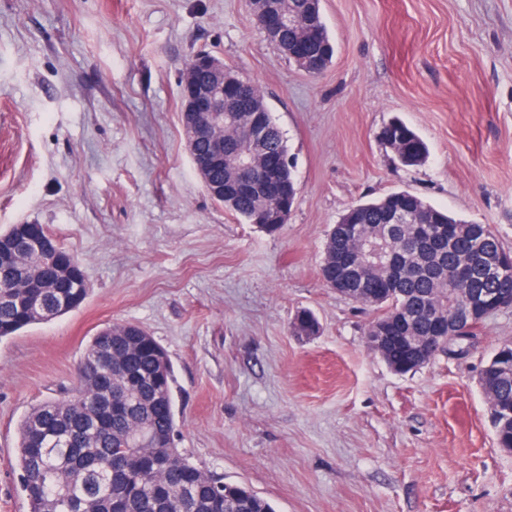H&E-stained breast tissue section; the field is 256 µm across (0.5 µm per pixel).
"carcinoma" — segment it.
<instances>
[{"label":"carcinoma","instance_id":"obj_1","mask_svg":"<svg viewBox=\"0 0 512 512\" xmlns=\"http://www.w3.org/2000/svg\"><path fill=\"white\" fill-rule=\"evenodd\" d=\"M321 39L315 69L323 71L334 53L323 50L331 44L323 19H317ZM246 92L255 112L224 123L219 132L233 140L254 114L265 119L266 145L287 148V140L265 105L259 89ZM382 138L402 149L403 166H414L428 153L423 140L402 120L394 119L382 130ZM416 201L421 214L436 230L446 228L448 241L421 238L412 224L400 225L390 248L402 255L405 272L387 287L382 272L370 262L357 271L360 302L379 311L377 319L399 314L414 322L421 336L429 335L438 321L453 320L461 336L454 344L463 347L479 329L465 315L470 296L512 299V276L499 278L475 274L456 278L457 271L476 251L507 262L512 251L494 234L480 240L475 225L448 216L423 199L407 192L356 205L340 223L352 220L363 226L366 236L384 223L383 210L405 208ZM271 201L256 192L237 198L228 211L245 223ZM27 230L13 224L0 232V338H6L38 323H46L78 308L87 298L85 275L67 268H82L70 261L64 247L60 253L23 262ZM336 230L325 243L320 271L340 276L333 265ZM162 347L143 328L131 323H113L100 329L76 366L75 390L66 398L49 399L27 412L18 425L16 462L29 512H275L272 502L237 485L233 497L216 494V478L184 457L174 445L176 431L173 369L171 363L156 364ZM481 386L493 395L490 405L512 408V379L502 381L489 368Z\"/></svg>","mask_w":512,"mask_h":512}]
</instances>
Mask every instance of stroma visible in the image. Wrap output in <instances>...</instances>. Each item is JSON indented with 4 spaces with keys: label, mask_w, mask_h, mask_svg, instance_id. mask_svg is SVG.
I'll return each mask as SVG.
<instances>
[{
    "label": "stroma",
    "mask_w": 512,
    "mask_h": 512,
    "mask_svg": "<svg viewBox=\"0 0 512 512\" xmlns=\"http://www.w3.org/2000/svg\"><path fill=\"white\" fill-rule=\"evenodd\" d=\"M319 76L252 21L251 0H0V230L44 225L84 265L76 311L0 340V512H28L17 424L66 395L100 328L132 322L174 370V444L277 512H512V452L478 384L512 310L462 357L398 374L372 309L319 277L354 204L408 190L512 249V0H322ZM257 83L295 159L275 234L195 172L179 74L197 52ZM401 118L429 156L381 138ZM319 322L293 332L300 310Z\"/></svg>",
    "instance_id": "obj_1"
}]
</instances>
